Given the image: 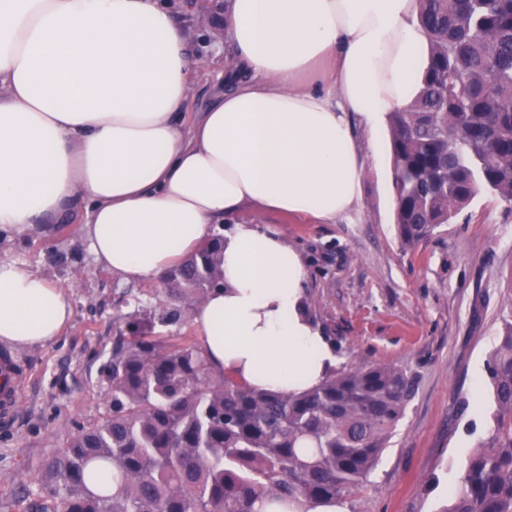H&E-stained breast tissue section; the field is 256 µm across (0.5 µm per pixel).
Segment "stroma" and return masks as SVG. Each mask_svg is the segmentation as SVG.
<instances>
[{
  "label": "stroma",
  "mask_w": 512,
  "mask_h": 512,
  "mask_svg": "<svg viewBox=\"0 0 512 512\" xmlns=\"http://www.w3.org/2000/svg\"><path fill=\"white\" fill-rule=\"evenodd\" d=\"M183 18L192 53V92L179 117L189 128L224 86L231 44L215 45L225 0H194ZM366 155L361 197L350 218L314 224L270 217L302 254L307 313L336 349L338 364L381 362L413 372L417 390L378 464L340 512H440L478 440L493 428L487 359L512 314V204L482 193L414 249L394 224L387 132ZM13 260L63 286L69 326L45 345L20 348L30 372L12 419L0 422V504L24 512L19 497L42 462L110 400L103 366L131 314L160 313L165 285L121 282L99 266L82 227L0 238Z\"/></svg>",
  "instance_id": "35a3bbf8"
}]
</instances>
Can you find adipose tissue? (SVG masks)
Instances as JSON below:
<instances>
[{
	"label": "adipose tissue",
	"instance_id": "1",
	"mask_svg": "<svg viewBox=\"0 0 512 512\" xmlns=\"http://www.w3.org/2000/svg\"><path fill=\"white\" fill-rule=\"evenodd\" d=\"M417 14V0H228L238 74L185 131L197 61L162 0H0V233L83 204L97 262L126 283L223 233V280L191 317L209 363L283 394L319 384L336 352L305 312L301 254L263 218L354 208L356 127L378 133L428 66ZM72 315L64 288L0 261V343L45 344Z\"/></svg>",
	"mask_w": 512,
	"mask_h": 512
}]
</instances>
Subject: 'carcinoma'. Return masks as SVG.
I'll return each mask as SVG.
<instances>
[{"instance_id":"obj_1","label":"carcinoma","mask_w":512,"mask_h":512,"mask_svg":"<svg viewBox=\"0 0 512 512\" xmlns=\"http://www.w3.org/2000/svg\"><path fill=\"white\" fill-rule=\"evenodd\" d=\"M429 65L409 106L389 115L394 224L412 247L484 191L512 203V0H417ZM223 236L164 274L159 322L218 286ZM495 428L470 455L443 512H512V315L488 360ZM111 401L48 457L27 512H288L343 505L378 463L415 376L366 362L282 395L216 372L192 338L169 342L138 317L105 364ZM112 468L110 495L88 488Z\"/></svg>"}]
</instances>
